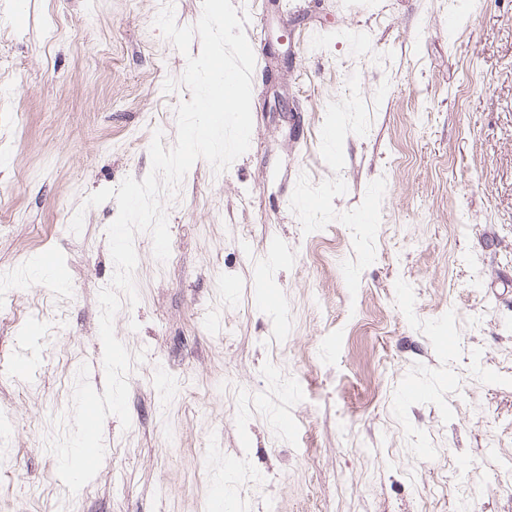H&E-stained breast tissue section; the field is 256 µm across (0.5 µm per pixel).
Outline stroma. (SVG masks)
Listing matches in <instances>:
<instances>
[{
  "instance_id": "obj_1",
  "label": "stroma",
  "mask_w": 512,
  "mask_h": 512,
  "mask_svg": "<svg viewBox=\"0 0 512 512\" xmlns=\"http://www.w3.org/2000/svg\"><path fill=\"white\" fill-rule=\"evenodd\" d=\"M168 2L201 17L0 0V512H212L219 481L230 512H512V0H231L250 147L187 172L167 261L136 235L131 426L68 492L47 444L79 367L105 386L115 270L117 203L86 200L175 145L201 51L155 27Z\"/></svg>"
}]
</instances>
